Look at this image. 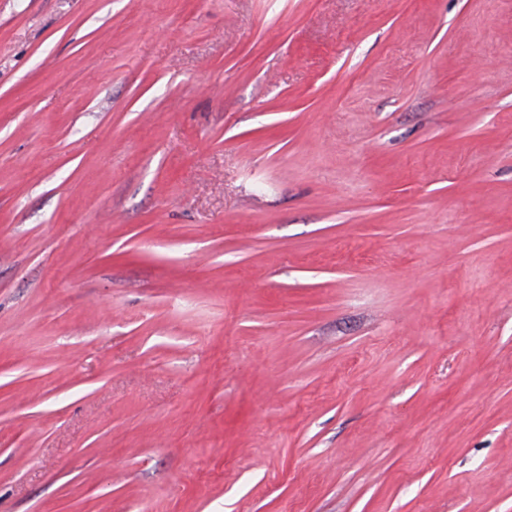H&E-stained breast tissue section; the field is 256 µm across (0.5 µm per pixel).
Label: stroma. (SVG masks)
<instances>
[{"mask_svg":"<svg viewBox=\"0 0 512 512\" xmlns=\"http://www.w3.org/2000/svg\"><path fill=\"white\" fill-rule=\"evenodd\" d=\"M0 512H512V0H0Z\"/></svg>","mask_w":512,"mask_h":512,"instance_id":"obj_1","label":"stroma"}]
</instances>
